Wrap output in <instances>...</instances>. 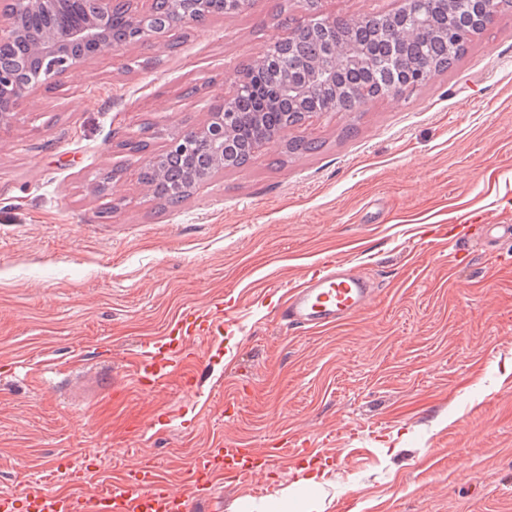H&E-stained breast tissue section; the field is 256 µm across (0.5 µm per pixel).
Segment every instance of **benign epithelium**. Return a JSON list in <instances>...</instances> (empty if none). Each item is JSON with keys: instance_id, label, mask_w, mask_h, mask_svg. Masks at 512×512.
Returning a JSON list of instances; mask_svg holds the SVG:
<instances>
[{"instance_id": "benign-epithelium-1", "label": "benign epithelium", "mask_w": 512, "mask_h": 512, "mask_svg": "<svg viewBox=\"0 0 512 512\" xmlns=\"http://www.w3.org/2000/svg\"><path fill=\"white\" fill-rule=\"evenodd\" d=\"M436 0H405V5L392 13L374 12L359 20L370 25L382 19L390 45H398L409 36L421 32L437 34L428 12ZM252 0H153L146 11H134L130 0H0V131L10 127L17 107L37 88L56 81L81 67L87 61L112 51L143 43L160 48L170 44L173 32L188 23L203 25L224 13L241 12ZM474 11L467 34L481 31L486 18L497 15L507 0H471ZM312 8L309 19L289 28L288 36L269 45L265 52L243 68L234 69L236 90L232 97L217 96L207 106L208 118L200 126L180 127L169 134L165 152L172 158L190 156L197 146L205 148V160L191 161L186 167L184 183L191 189L197 182L212 177L227 167L243 168L253 161L260 147L273 141L275 130L247 148L246 161H241L238 142L234 140L232 112L248 93L261 98L260 111L278 107L283 101L299 102L316 86L337 89L346 83L352 68L371 65L367 52L354 45L336 46L335 22L319 18L317 2L308 0ZM36 16H65L70 22L62 27L36 29L31 25ZM323 36L324 47L334 59V66L292 60L282 70L283 79H269V65L290 54L293 46L313 33ZM435 69L422 65L406 75L391 71L374 97L393 96L430 81ZM131 154L145 155L143 165L159 166L161 154L148 152L143 140L131 135L123 141Z\"/></svg>"}]
</instances>
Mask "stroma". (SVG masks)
I'll list each match as a JSON object with an SVG mask.
<instances>
[{"mask_svg": "<svg viewBox=\"0 0 512 512\" xmlns=\"http://www.w3.org/2000/svg\"><path fill=\"white\" fill-rule=\"evenodd\" d=\"M400 0H320L323 18ZM303 0L184 25L174 49H116L18 107L0 132V492L75 488L152 461L181 485L220 444L317 448L223 492L218 512H512V10L413 91L282 131L177 206L121 149L207 119L231 71L307 20ZM197 84L199 98L183 97ZM298 140L314 151H293ZM335 258L377 296L319 332L278 315L286 286ZM223 304L221 346L147 390L134 363L185 308ZM208 379L197 384L196 354Z\"/></svg>", "mask_w": 512, "mask_h": 512, "instance_id": "1", "label": "stroma"}]
</instances>
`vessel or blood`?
Listing matches in <instances>:
<instances>
[{"label":"vessel or blood","mask_w":512,"mask_h":512,"mask_svg":"<svg viewBox=\"0 0 512 512\" xmlns=\"http://www.w3.org/2000/svg\"><path fill=\"white\" fill-rule=\"evenodd\" d=\"M372 293L368 280L355 267L333 260L319 274L288 286L280 305L281 318L299 329L321 330L362 313ZM223 326L220 314L182 313L167 335L138 354V380L157 386L169 367L190 354L195 339L219 341ZM296 454L293 448H245L227 443L196 457L181 487L163 481L156 465L142 462L126 468L119 483L101 485L82 497L44 488L1 492L0 512H197L200 505L214 499L219 483L255 480L267 468Z\"/></svg>","instance_id":"obj_1"}]
</instances>
